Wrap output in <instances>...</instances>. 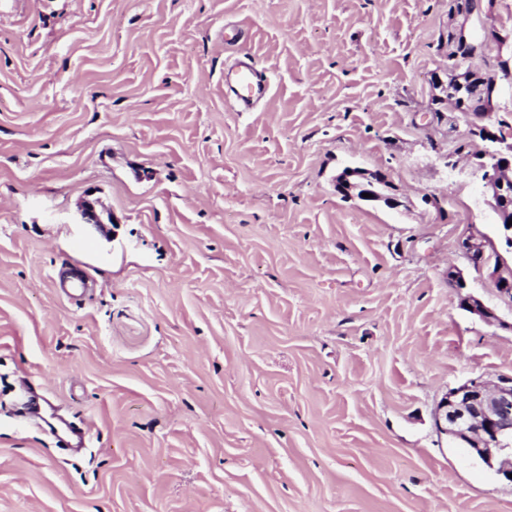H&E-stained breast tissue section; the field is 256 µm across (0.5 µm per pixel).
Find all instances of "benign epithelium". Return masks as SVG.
Listing matches in <instances>:
<instances>
[{
    "label": "benign epithelium",
    "mask_w": 512,
    "mask_h": 512,
    "mask_svg": "<svg viewBox=\"0 0 512 512\" xmlns=\"http://www.w3.org/2000/svg\"><path fill=\"white\" fill-rule=\"evenodd\" d=\"M451 14L459 15L463 21L448 28V85L440 101L450 105L459 113L467 126V134L482 142L473 153L474 174L490 195L489 204L502 225L503 236L512 248V210L509 209V194L512 193V134L499 127L493 129L484 120L494 112V101L502 80L512 81L509 67L502 70L481 69L473 61L486 56L491 42L503 47L507 38L495 35L493 40L481 37L478 30L485 28V12L482 0H469V4ZM388 187L384 177L356 168H346L336 176V191L345 198H362L369 193L368 201L382 200L390 207L400 202L383 193ZM469 259L478 267L489 264L491 256L482 247L469 240L462 242ZM492 276L500 294L512 299V276L500 272V264L494 265ZM461 306L478 315L489 324L501 322L499 316L480 300L468 296ZM437 429L467 445L488 466L499 461L497 473L512 483V378H502L496 383L481 378L472 379L452 388L439 402L435 412Z\"/></svg>",
    "instance_id": "obj_1"
}]
</instances>
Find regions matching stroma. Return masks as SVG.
<instances>
[{
	"instance_id": "1",
	"label": "stroma",
	"mask_w": 512,
	"mask_h": 512,
	"mask_svg": "<svg viewBox=\"0 0 512 512\" xmlns=\"http://www.w3.org/2000/svg\"><path fill=\"white\" fill-rule=\"evenodd\" d=\"M454 22L450 0H0V512H512L434 419L512 377V300L460 244L506 271L512 248L433 84ZM241 54L270 84L250 112L224 98ZM347 167L401 206L342 197Z\"/></svg>"
}]
</instances>
